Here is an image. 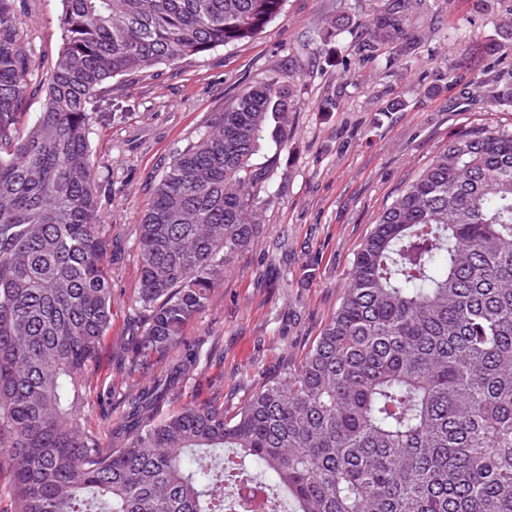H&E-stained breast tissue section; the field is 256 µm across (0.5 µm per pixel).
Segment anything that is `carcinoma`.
Wrapping results in <instances>:
<instances>
[{
	"instance_id": "cac0c4a2",
	"label": "carcinoma",
	"mask_w": 512,
	"mask_h": 512,
	"mask_svg": "<svg viewBox=\"0 0 512 512\" xmlns=\"http://www.w3.org/2000/svg\"><path fill=\"white\" fill-rule=\"evenodd\" d=\"M63 43L36 70L0 0V464L10 512H512V129L474 122L437 150L361 243L339 305L286 377L224 404L157 406L186 354L126 394L107 437L83 389L112 326L89 105L117 77L252 38L285 0H61ZM409 0L361 23L414 49ZM300 69L247 85L157 181L138 221L133 362L177 345L260 216L291 134ZM123 437L114 448L108 437Z\"/></svg>"
}]
</instances>
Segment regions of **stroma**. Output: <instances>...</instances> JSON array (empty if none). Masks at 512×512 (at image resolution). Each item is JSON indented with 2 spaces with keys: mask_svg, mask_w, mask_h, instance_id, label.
<instances>
[{
  "mask_svg": "<svg viewBox=\"0 0 512 512\" xmlns=\"http://www.w3.org/2000/svg\"><path fill=\"white\" fill-rule=\"evenodd\" d=\"M389 0H286L262 33L204 57L157 67L155 75L113 80L112 98L90 114L91 160L112 271V327L94 368L85 409L106 431L126 410L128 389L169 365L131 368L123 350L145 312L137 220L179 150L204 131L247 84L302 69L294 131L262 213L258 242L232 262L183 340L201 342L199 364L163 410L220 399L233 411L266 378L297 362L339 304L354 255L379 214L449 135L484 120L512 128V47L490 53L499 5L421 0L408 24L411 53L390 48L359 60L358 32L331 36L337 15L371 18ZM60 0H18V20L34 60L47 68L62 46ZM480 83L478 90L468 80Z\"/></svg>",
  "mask_w": 512,
  "mask_h": 512,
  "instance_id": "stroma-1",
  "label": "stroma"
}]
</instances>
